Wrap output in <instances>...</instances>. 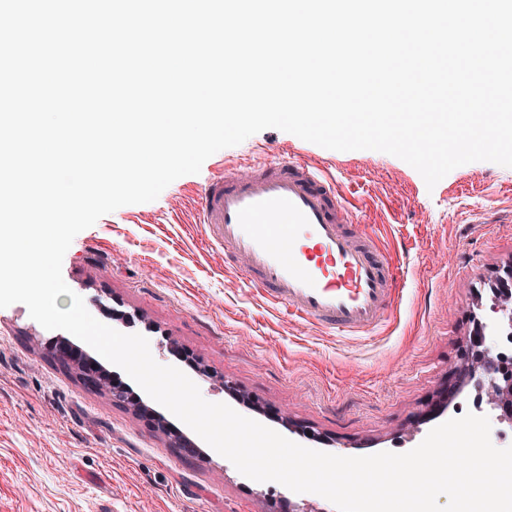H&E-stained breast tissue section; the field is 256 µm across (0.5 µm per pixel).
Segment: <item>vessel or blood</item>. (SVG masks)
<instances>
[{
	"mask_svg": "<svg viewBox=\"0 0 512 512\" xmlns=\"http://www.w3.org/2000/svg\"><path fill=\"white\" fill-rule=\"evenodd\" d=\"M199 193L207 242L271 305L343 336L367 335L397 307L404 272L371 238L335 179L296 158L247 159Z\"/></svg>",
	"mask_w": 512,
	"mask_h": 512,
	"instance_id": "1",
	"label": "vessel or blood"
}]
</instances>
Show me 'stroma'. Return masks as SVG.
I'll return each mask as SVG.
<instances>
[{"label": "stroma", "instance_id": "35a3bbf8", "mask_svg": "<svg viewBox=\"0 0 512 512\" xmlns=\"http://www.w3.org/2000/svg\"><path fill=\"white\" fill-rule=\"evenodd\" d=\"M259 148L334 177L364 232L400 260L403 299L374 333L338 336L291 319L206 245L198 190ZM511 262L512 167L468 163L430 189L393 155L269 128L155 201L100 217L74 238L62 276L95 318L112 309V328L147 337L153 358L188 374L207 401L306 447L364 456L425 439L424 416L461 363L469 313ZM51 336L24 304L0 308V512H268L282 495L336 512L320 495L244 477L191 429L195 454L170 447L147 419L52 363Z\"/></svg>", "mask_w": 512, "mask_h": 512}]
</instances>
